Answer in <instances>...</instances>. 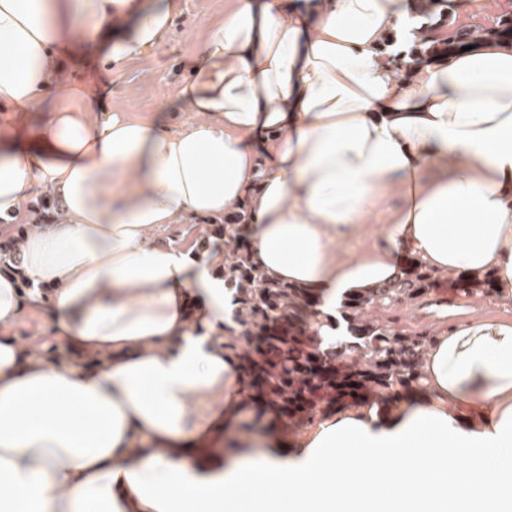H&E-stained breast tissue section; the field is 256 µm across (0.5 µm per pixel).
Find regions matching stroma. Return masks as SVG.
<instances>
[{"instance_id": "35a3bbf8", "label": "stroma", "mask_w": 512, "mask_h": 512, "mask_svg": "<svg viewBox=\"0 0 512 512\" xmlns=\"http://www.w3.org/2000/svg\"><path fill=\"white\" fill-rule=\"evenodd\" d=\"M452 17L446 28L450 36H458L462 27L470 26L475 36L499 27L512 19V0H447ZM225 0H180L179 11L165 42L150 56L126 62L121 68L106 71L102 66L69 65L60 75L51 77V86L71 82L101 90V105L109 111L136 110L152 114L170 99L176 85L186 76L196 54L203 27L224 15ZM209 219L166 227L157 237L159 243L191 246L192 254L209 258L216 244ZM436 288L423 298L401 307L397 315L406 329H425L441 335L457 323L475 319L512 321V303L480 291L470 293L455 288L447 276H439Z\"/></svg>"}]
</instances>
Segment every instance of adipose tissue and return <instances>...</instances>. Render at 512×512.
Returning <instances> with one entry per match:
<instances>
[{
	"label": "adipose tissue",
	"instance_id": "adipose-tissue-1",
	"mask_svg": "<svg viewBox=\"0 0 512 512\" xmlns=\"http://www.w3.org/2000/svg\"><path fill=\"white\" fill-rule=\"evenodd\" d=\"M177 7L0 0V219L39 186L58 201L0 273V512H512V323L443 332L389 410L344 409L292 448L254 436L226 463L200 451L239 404L224 254L154 241L249 201L254 261L310 291L329 343L340 299L406 253L494 270L512 301V35L399 79L383 47L438 35L406 0H227L175 89L180 129L50 90L65 65L149 55ZM393 191L385 245L337 256ZM28 308L81 359L16 342Z\"/></svg>",
	"mask_w": 512,
	"mask_h": 512
}]
</instances>
